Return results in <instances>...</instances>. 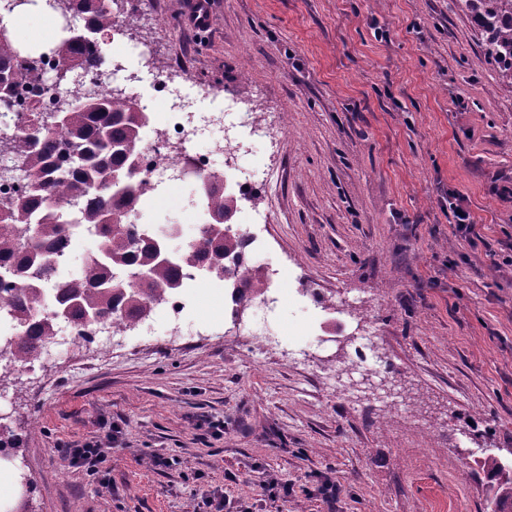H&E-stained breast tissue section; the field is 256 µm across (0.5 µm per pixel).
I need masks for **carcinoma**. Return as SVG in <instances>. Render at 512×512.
<instances>
[{
    "label": "carcinoma",
    "mask_w": 512,
    "mask_h": 512,
    "mask_svg": "<svg viewBox=\"0 0 512 512\" xmlns=\"http://www.w3.org/2000/svg\"><path fill=\"white\" fill-rule=\"evenodd\" d=\"M129 0H45L52 11L86 19L84 28L107 32L117 23ZM478 29L485 58L512 89V0H457ZM89 42L62 40L53 48L58 66L53 77L66 85L78 67L103 68L107 57L87 50ZM21 49L12 32L0 36V95L15 96L20 73L13 62ZM144 113L123 93L110 96L75 95L54 112H32L23 129H0V155L30 181L22 200H0V296L9 300L14 318L26 328L14 347V357L25 363L38 354L64 319L78 322L120 319L134 322L146 316L166 294L191 279L197 271L214 276L216 255L239 258V241L231 230L223 233L204 225L202 238L175 259L165 260L166 244L141 242L125 228L133 201L147 184L136 176V146ZM66 197L79 211L89 233L101 241L84 272L68 277L47 293L43 285L60 278L69 255L64 228L48 204ZM209 209L213 222L238 209L235 194L214 191ZM46 296L54 311L32 318V300ZM489 481L487 512H512V464L497 455L479 461Z\"/></svg>",
    "instance_id": "carcinoma-1"
}]
</instances>
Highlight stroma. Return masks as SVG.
<instances>
[{
    "label": "stroma",
    "mask_w": 512,
    "mask_h": 512,
    "mask_svg": "<svg viewBox=\"0 0 512 512\" xmlns=\"http://www.w3.org/2000/svg\"><path fill=\"white\" fill-rule=\"evenodd\" d=\"M192 10L145 0L119 21L273 131L235 164L265 173L279 343L223 328L191 346L157 308L117 355L80 340L0 375L29 512H192L217 491L229 512H276L260 475L288 483V512H486L476 462L512 451V93L472 20L456 0H211L200 32ZM452 191L477 242L454 233ZM299 288L330 307L306 310ZM367 328L379 364L347 377ZM103 418L128 443L109 492L55 450ZM155 453L179 462L147 468Z\"/></svg>",
    "instance_id": "obj_1"
}]
</instances>
